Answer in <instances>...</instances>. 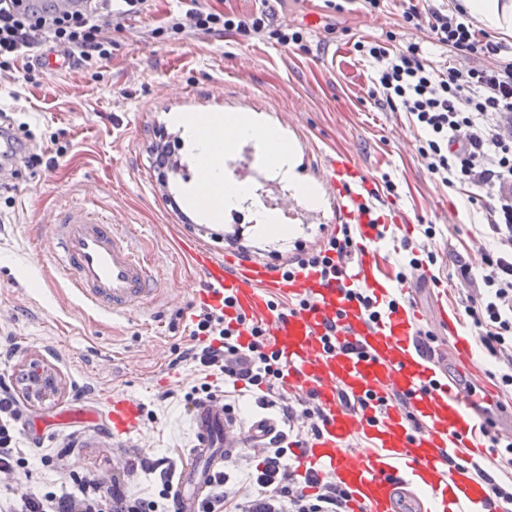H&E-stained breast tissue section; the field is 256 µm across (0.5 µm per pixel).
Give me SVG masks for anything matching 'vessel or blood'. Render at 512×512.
I'll return each instance as SVG.
<instances>
[{
    "instance_id": "obj_1",
    "label": "vessel or blood",
    "mask_w": 512,
    "mask_h": 512,
    "mask_svg": "<svg viewBox=\"0 0 512 512\" xmlns=\"http://www.w3.org/2000/svg\"><path fill=\"white\" fill-rule=\"evenodd\" d=\"M330 190L351 192L358 171L351 158L332 161L325 174ZM364 244L357 264L343 279L325 281L314 272L285 279L257 262L228 272L223 260L193 243L182 249L204 277L200 299L220 306L225 293L236 298V310L251 317L264 316L267 338L284 365L288 391L311 392L328 413L316 439L301 452V461L318 476H332L349 496L352 512H442L441 502L454 500L462 489L467 500L482 502L484 488L466 468L449 469V456H472L493 463L480 442L482 423L477 402L454 382L434 385L435 361L416 343L422 320L444 324L445 310L422 313L411 303L386 311L377 326L366 325L356 302L345 300L344 290L358 286L385 298L394 284L382 277L377 256V226L356 216ZM57 249L56 270L74 287L78 298L103 315H128L152 304L157 279L146 256L131 242L126 229L95 206L84 204L51 212L48 218ZM305 295L308 308L287 318L270 313L266 294ZM336 322V347L326 352L321 342L327 322ZM398 394L406 407L388 405ZM361 399V408L346 406V399ZM141 408L134 400L113 395L107 426L121 435L139 429ZM193 443L184 457L177 481L178 512H202L204 499L229 453L248 441L272 435L275 425L263 417L245 423L221 399H205L192 410ZM361 436L364 448L352 452L348 440ZM422 479L436 502L424 507L409 497L415 479Z\"/></svg>"
}]
</instances>
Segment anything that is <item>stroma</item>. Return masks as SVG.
Instances as JSON below:
<instances>
[{"label": "stroma", "mask_w": 512, "mask_h": 512, "mask_svg": "<svg viewBox=\"0 0 512 512\" xmlns=\"http://www.w3.org/2000/svg\"><path fill=\"white\" fill-rule=\"evenodd\" d=\"M197 1L226 14L263 8L261 0H153L150 13L112 31V55L97 68L71 66L29 81L32 57L26 54L12 72L0 74V119L29 123L30 150L40 157L36 164L20 162L17 178L0 189V342L15 348L13 358L0 359V378L15 381L29 357L54 369L58 396L28 405V415L47 424L44 450L77 443L69 467L79 472L127 469L143 452L181 465L193 436L184 397L203 374L196 363L177 362L176 356L196 344L192 320L201 306L203 274L183 260L179 242L197 241L223 258L227 271L241 263L238 247L220 232L252 205L225 211L215 222L187 204L195 164L176 113L246 112L279 128L293 145L297 173L320 189L319 208L292 204V186L266 168L256 141L237 143L226 159L233 177L252 180L256 198L291 230L288 239L276 240L246 227L245 236L271 266L338 232L342 217L322 175L331 160L350 155L372 192L383 196L381 271L396 276L397 251L410 246L424 262L423 277L408 279L410 300L426 312L443 305L459 335L473 336L460 303L457 263L481 264L483 210L468 202L466 191L448 190L428 173L417 151L421 130L407 113L377 103L376 63L360 56L355 44L377 41L394 49L417 42L424 58L440 68L448 65L447 48L431 43L427 31L406 27L402 0H383L375 11L364 0H350L341 12L323 0H286L275 21L303 34L302 43L290 47L234 31H189L166 43L154 38L153 29ZM170 144L175 165L163 188L154 150ZM389 182L394 192H387ZM87 202L126 226L151 259L163 293L149 307L117 319L94 314L54 272L45 217ZM429 226L435 230L430 239L424 235ZM430 254L435 263H427ZM431 330L448 379L473 383L490 401L496 431L511 430L512 391L490 377L491 364L478 344H471L464 364L453 358L445 331L436 324ZM115 394L137 401L144 415L140 432L117 441L103 425ZM262 395L254 387L230 389L225 401L244 421L259 412L279 417L283 385L269 395L271 406L261 405ZM67 408L85 413V420L56 423Z\"/></svg>", "instance_id": "obj_1"}]
</instances>
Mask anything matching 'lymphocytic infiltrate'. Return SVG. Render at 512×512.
I'll list each match as a JSON object with an SVG mask.
<instances>
[{"instance_id":"f902f5d3","label":"lymphocytic infiltrate","mask_w":512,"mask_h":512,"mask_svg":"<svg viewBox=\"0 0 512 512\" xmlns=\"http://www.w3.org/2000/svg\"><path fill=\"white\" fill-rule=\"evenodd\" d=\"M76 12H47L31 15L15 9L14 0H0V72L11 71L18 57L45 44L63 48L79 66L89 67L109 56V40L102 35L100 16L119 22L150 7V0H83ZM274 11L226 16L196 6L184 18H170L157 27L159 39H173L186 29L210 32L236 30L270 35L282 45L299 42L300 32L273 26ZM402 18L414 27H428L434 41L447 47V68L432 69L420 55L418 44L395 51L384 45H368L367 53L377 63L374 92L380 104L408 112L413 124L424 133L418 152L428 172L441 185L456 190L473 187L470 202L488 198L487 227L490 243L481 249L482 274L473 279L471 267L459 266L467 282L460 302L478 343L496 364L502 365L499 379L512 387V60L503 58V45L465 19L464 12L449 15L423 10L416 0H405ZM354 248L351 225L340 227L338 236L322 248L300 252L286 276L310 268L321 278L339 279ZM233 295L224 305L201 307L193 336L203 342L180 353L183 361L198 363L204 371L232 382L274 387L283 378L275 353L266 343V325L247 322L245 317L227 318ZM252 341L241 346V332ZM285 422L298 429L301 442L317 437L327 419L321 404L304 401L281 406ZM27 413L14 388L0 382V478L17 482L12 496L0 503V512H175L176 493L172 468L166 457L142 455L138 465L153 474L158 486L156 499L147 500L131 491L119 476L109 478L86 473L76 480L75 490L40 492L22 484L31 461L61 468L69 449L56 453L42 448H23L19 435ZM285 432H278L258 449L262 461L246 490L230 487L226 473H219L207 495L203 512H220L232 505L234 512H345L347 495L335 482H319L316 494H306L287 460Z\"/></svg>"}]
</instances>
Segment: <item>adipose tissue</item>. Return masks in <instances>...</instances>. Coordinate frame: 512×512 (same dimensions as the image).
<instances>
[{"label": "adipose tissue", "mask_w": 512, "mask_h": 512, "mask_svg": "<svg viewBox=\"0 0 512 512\" xmlns=\"http://www.w3.org/2000/svg\"><path fill=\"white\" fill-rule=\"evenodd\" d=\"M461 6L479 26L512 36V0H461ZM177 122L185 138L193 144L206 172L195 188L197 200L218 202L233 209L251 199L248 187L230 180L225 160L236 143L256 140L262 146L266 166L294 184L307 206H321L322 197L315 187L298 178L294 150L277 128L260 124L253 116L243 113L215 116L210 125L203 126L187 112L181 114Z\"/></svg>", "instance_id": "adipose-tissue-1"}]
</instances>
